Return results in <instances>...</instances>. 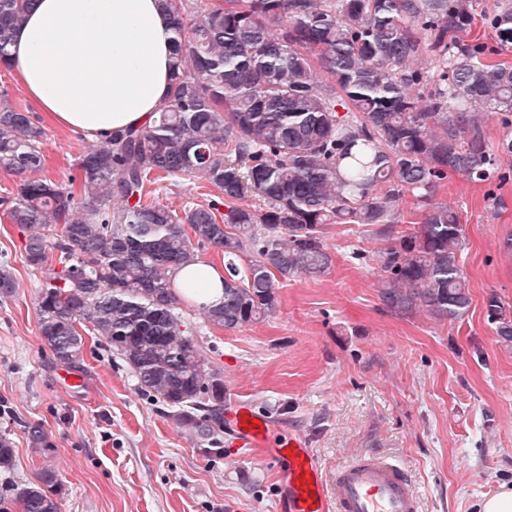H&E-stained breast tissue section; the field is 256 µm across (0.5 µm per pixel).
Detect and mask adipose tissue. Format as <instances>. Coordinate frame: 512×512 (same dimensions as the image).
Instances as JSON below:
<instances>
[{
    "label": "adipose tissue",
    "instance_id": "ef3b65f1",
    "mask_svg": "<svg viewBox=\"0 0 512 512\" xmlns=\"http://www.w3.org/2000/svg\"><path fill=\"white\" fill-rule=\"evenodd\" d=\"M172 45L159 0H38L9 52L41 112L96 137L153 122L168 93Z\"/></svg>",
    "mask_w": 512,
    "mask_h": 512
}]
</instances>
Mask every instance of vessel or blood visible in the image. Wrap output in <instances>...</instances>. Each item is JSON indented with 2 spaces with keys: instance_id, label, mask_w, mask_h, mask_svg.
Returning <instances> with one entry per match:
<instances>
[{
  "instance_id": "obj_1",
  "label": "vessel or blood",
  "mask_w": 512,
  "mask_h": 512,
  "mask_svg": "<svg viewBox=\"0 0 512 512\" xmlns=\"http://www.w3.org/2000/svg\"><path fill=\"white\" fill-rule=\"evenodd\" d=\"M226 418L236 446L281 466L280 512H420L403 466L386 456L366 454L329 475L299 438L276 442L250 403H234Z\"/></svg>"
}]
</instances>
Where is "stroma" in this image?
Returning a JSON list of instances; mask_svg holds the SVG:
<instances>
[{
	"mask_svg": "<svg viewBox=\"0 0 512 512\" xmlns=\"http://www.w3.org/2000/svg\"><path fill=\"white\" fill-rule=\"evenodd\" d=\"M45 173L61 184L88 137L43 113ZM508 178L449 176L436 193L457 209L466 246L459 260L472 304L459 321L398 313L382 299L378 225L329 224L332 266L317 278L280 284L275 311L224 330L191 302L181 324L224 382V402H251L276 439L302 437L325 472L376 452L402 462L422 512H478L484 497L512 484V346L499 343L487 301L512 307V156ZM161 202L225 211L207 183L164 181ZM18 283L0 299V432L16 450L0 488L35 481L53 467L60 512H279L280 471L228 433L206 451L159 403L143 398L104 338L85 337L77 367L57 362L41 340L35 298L42 278L24 261V234L0 215V261ZM77 377L71 387L64 374ZM41 425L50 447L30 446Z\"/></svg>",
	"mask_w": 512,
	"mask_h": 512,
	"instance_id": "obj_1",
	"label": "stroma"
}]
</instances>
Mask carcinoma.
I'll return each mask as SVG.
<instances>
[{
  "label": "carcinoma",
  "mask_w": 512,
  "mask_h": 512,
  "mask_svg": "<svg viewBox=\"0 0 512 512\" xmlns=\"http://www.w3.org/2000/svg\"><path fill=\"white\" fill-rule=\"evenodd\" d=\"M162 0L174 33L173 72L152 124L110 134L75 158L67 185L45 169L43 128L0 93V169L20 177L0 199L26 232L42 277L38 328L72 365L83 334L103 337L137 390L169 408L200 445L224 429V382L181 330L172 277L211 246L227 258L224 300L204 319L233 330L277 307L283 280L326 274V224H398L401 203L421 221L381 256L382 298L397 311L459 321L472 299L459 256L463 225L435 200L448 175L499 177L512 155V0ZM31 0H0V67ZM494 45L464 39L476 18ZM503 128L491 143L490 117ZM164 179L203 180L227 202L219 219L191 201L177 211L152 195ZM261 207L242 203L248 197ZM252 251L245 270L234 258ZM0 264V297L17 283ZM488 319L512 345V312L495 296ZM15 450L0 433V472ZM55 469L7 490L21 512H59Z\"/></svg>",
  "instance_id": "obj_1"
}]
</instances>
